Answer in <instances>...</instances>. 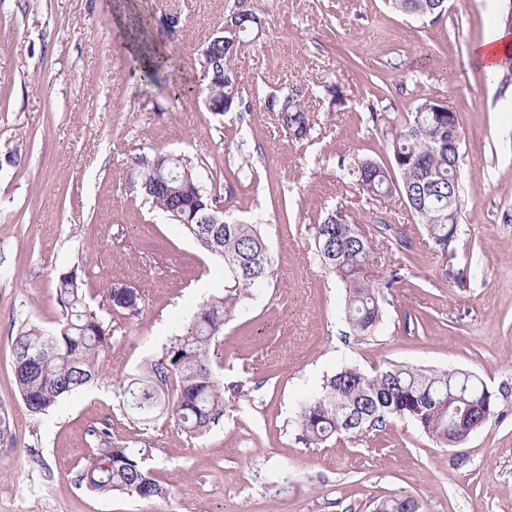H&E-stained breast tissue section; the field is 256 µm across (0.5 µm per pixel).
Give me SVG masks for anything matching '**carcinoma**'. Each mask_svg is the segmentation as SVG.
Segmentation results:
<instances>
[{
  "label": "carcinoma",
  "mask_w": 512,
  "mask_h": 512,
  "mask_svg": "<svg viewBox=\"0 0 512 512\" xmlns=\"http://www.w3.org/2000/svg\"><path fill=\"white\" fill-rule=\"evenodd\" d=\"M401 12L427 17L445 12L447 0H392ZM240 19L238 40L216 45L204 59L207 84L185 94L202 95L211 112L222 115L240 105L234 59L247 38L261 27L252 10L235 12ZM148 74L175 71L183 58L145 46ZM301 87L271 101L282 129L294 140L308 139L312 117ZM460 137L448 135V113L425 98L416 111L396 127L391 150L399 178L372 159L359 160L349 175L369 196L399 197L423 224L435 248L454 257L459 232L461 187L455 180L460 157ZM131 161V187L167 215L171 224L202 248L224 261V292L202 303L184 333L152 360L146 376L124 387L122 407L130 420L149 425L162 412L187 436L198 438L224 416V382L214 365L213 347L224 325L243 307L253 292L273 276L275 260L265 235L254 224L205 218L212 196L197 181L191 162L179 156L135 153ZM315 255L333 270L345 288V313L355 335L368 339L383 321L384 290L401 281L397 266L389 279L377 282L364 276L374 252L364 233L342 220L335 210L312 227ZM58 302L62 318L52 332L35 325L21 328L12 344L20 397L34 416L48 413L61 399L99 379L106 351L112 346V329L85 302L84 280L74 265L58 276ZM109 307L132 316L141 312L142 296L132 288L114 284L107 290ZM42 351L27 363L30 348ZM495 394L484 382L462 371L416 368L389 364L372 373L346 366L326 377L318 394L302 401L295 417L299 440L318 447L332 439L355 436L392 417L414 421L436 444L448 448L465 443L496 411ZM95 448L85 458L78 481L91 491H114L143 499L159 497L163 488L143 465L144 450L133 451L114 440L107 428L90 432ZM15 443L8 408L0 404V443ZM420 500L407 492L376 501L373 512H422Z\"/></svg>",
  "instance_id": "carcinoma-1"
}]
</instances>
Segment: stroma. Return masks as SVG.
<instances>
[{"label":"stroma","instance_id":"1","mask_svg":"<svg viewBox=\"0 0 512 512\" xmlns=\"http://www.w3.org/2000/svg\"><path fill=\"white\" fill-rule=\"evenodd\" d=\"M241 5L262 19L235 62L241 106L216 115L203 99L174 100L173 83L203 82L202 50ZM139 14L150 40L184 57L177 74L144 79L126 24ZM493 23L484 0H448L437 18L387 0H0V403L16 438L0 446V512H372L400 491L424 512H512V75L462 64ZM328 81L342 105L325 97ZM295 85L315 120L300 143L269 107ZM425 98L459 122L451 260L401 199L363 196L349 175L362 157L390 162L394 124ZM15 150L17 167L4 160ZM157 151L190 160L275 257L268 286L217 341L224 416L195 439L163 414L142 429L121 404L122 385L182 334L205 294L224 289L221 260L130 189L129 156ZM332 210L364 229L390 225L373 238L385 263L368 278L415 257L369 340L354 335L340 279L315 259L312 227ZM74 265L112 348L101 381L37 418L17 390L12 339L27 322L56 327L57 279ZM459 268L466 282L453 277ZM114 284L143 295L139 315L107 305ZM388 362L474 374L497 410L456 448L398 417L355 439L299 442L298 404L327 375ZM103 422L143 449L163 496L79 485L89 428Z\"/></svg>","mask_w":512,"mask_h":512}]
</instances>
